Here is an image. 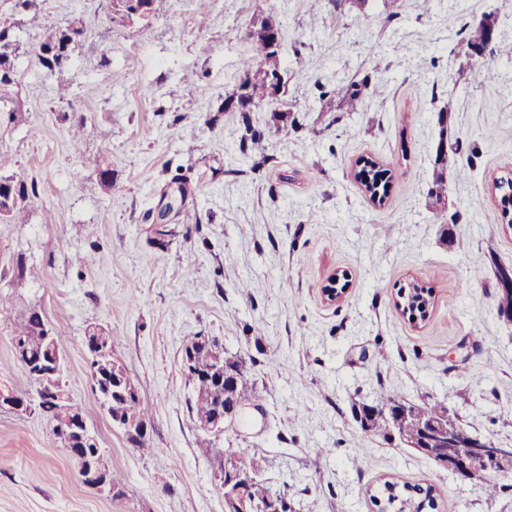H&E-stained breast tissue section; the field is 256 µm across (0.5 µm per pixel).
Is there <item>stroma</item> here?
I'll use <instances>...</instances> for the list:
<instances>
[{
    "mask_svg": "<svg viewBox=\"0 0 512 512\" xmlns=\"http://www.w3.org/2000/svg\"><path fill=\"white\" fill-rule=\"evenodd\" d=\"M37 3L84 36L59 97L34 54L41 28L0 0L22 43L21 110L0 116V153L39 194L22 223H0V390L37 389L13 338L38 310L65 332L62 383L124 494L83 485L39 414L0 410V512H224L211 448L263 455L292 512H377L384 480L425 478L438 512H512V488L487 499L414 449L362 436L353 416L384 389L444 404L512 446V322L498 315L493 274L512 265V225L493 199L495 178L512 174V62L478 85L450 53L490 11L512 40V0H321L327 21L313 27L310 0H163L146 23L109 21L110 0ZM272 8L285 31L281 101L298 120L286 131L266 109L246 124L224 109L247 33ZM391 12L393 24L376 26ZM355 75L378 86L361 111H320L319 84ZM445 106L474 156L441 209L431 192ZM247 125L257 145L243 153ZM362 158L397 173L383 204L350 178ZM22 263L40 278L21 277ZM335 272L349 288L330 304L322 288ZM412 283L432 290L418 324L397 306ZM97 324L151 407L148 451L93 389L84 336ZM197 336L253 358L265 390L220 432L200 430L189 405L182 355Z\"/></svg>",
    "mask_w": 512,
    "mask_h": 512,
    "instance_id": "1",
    "label": "stroma"
}]
</instances>
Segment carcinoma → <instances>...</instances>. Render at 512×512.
I'll list each match as a JSON object with an SVG mask.
<instances>
[{
	"label": "carcinoma",
	"mask_w": 512,
	"mask_h": 512,
	"mask_svg": "<svg viewBox=\"0 0 512 512\" xmlns=\"http://www.w3.org/2000/svg\"><path fill=\"white\" fill-rule=\"evenodd\" d=\"M496 22L493 14L488 13L478 23H473L464 28L459 38L454 43L451 52L464 59L471 80L476 84L484 83L490 75L486 62L494 60H512V41L505 43L499 39L488 41L487 25ZM44 34L35 49V55L45 70L46 74L58 82L59 87H64L63 76L70 66L72 50L83 36V29L69 24L61 27L53 22L43 25ZM250 40V52L241 60L243 80L237 89L227 96L228 101L244 95L251 104V109L264 108L271 105V92L269 74L281 68V54L271 48L266 38L261 34H248ZM19 51V38L15 33V25L3 20L0 21V103L9 100L13 84L16 81V58ZM321 111L334 112L346 110L358 111L364 97L375 91L368 77L360 80H349L336 85H318ZM453 158L448 156L437 157L434 172L433 185L436 204L447 205L448 200V165L455 167V174L459 178L468 177L472 165L463 160L461 147H450ZM353 180L361 184L365 191L379 200L387 198L390 185L395 178V173L389 168L379 165L373 160L365 161L360 168L352 169ZM7 183L13 190L9 203L3 204L0 210V223L18 224L25 215L29 203L38 193L32 183L16 180L12 177L0 176V184ZM495 198L500 207L502 217L507 223L512 224V177L503 175L495 181ZM402 313L408 319L416 318L425 320L430 315L433 301L431 290L413 285L404 294H399ZM43 317L36 310L27 313L18 339L26 347L29 363L33 364L46 356V344L42 329ZM199 357L200 369L194 375L188 376L192 383L194 396L191 405L195 420H204L212 414L214 407L224 402V385L215 382L205 373L208 367V353L200 347L196 350ZM237 400L243 404L259 405L263 400L262 392L257 389L255 382L249 376L241 378L236 392ZM396 401V397L386 391L379 393L377 401L372 405L376 417L371 425L361 427L363 435L387 437L389 428V416L384 408L387 404ZM38 414L43 416L51 425V431L56 440L63 447H68L69 438L61 431V422L58 405L50 400L39 404ZM242 471L252 475V479L246 484L244 493L257 507L267 505L271 499H284L286 495L274 492L263 479L257 478L262 472L261 459L254 456L240 455L237 457ZM373 502L379 508V512H424L425 509H435L436 499L434 485L428 479L413 486L401 485L397 482L386 480L373 495Z\"/></svg>",
	"instance_id": "1"
}]
</instances>
